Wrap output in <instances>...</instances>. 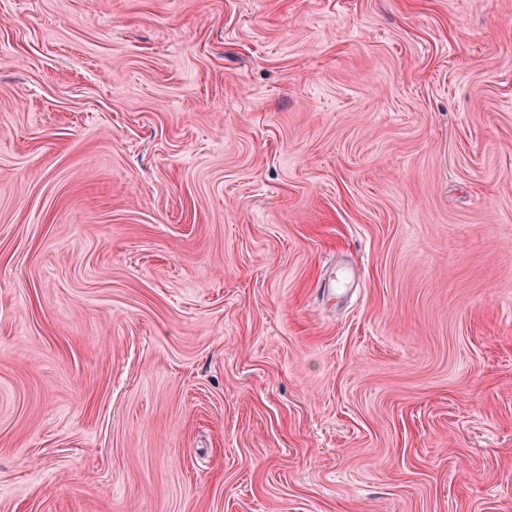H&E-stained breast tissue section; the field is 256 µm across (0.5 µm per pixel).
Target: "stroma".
Masks as SVG:
<instances>
[{
	"label": "stroma",
	"mask_w": 512,
	"mask_h": 512,
	"mask_svg": "<svg viewBox=\"0 0 512 512\" xmlns=\"http://www.w3.org/2000/svg\"><path fill=\"white\" fill-rule=\"evenodd\" d=\"M0 512H512V0H0Z\"/></svg>",
	"instance_id": "35a3bbf8"
}]
</instances>
